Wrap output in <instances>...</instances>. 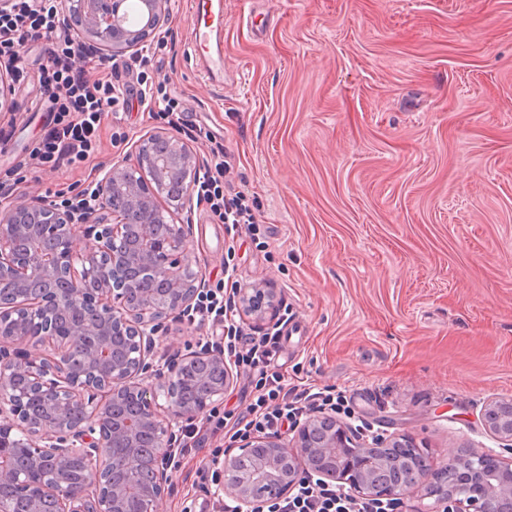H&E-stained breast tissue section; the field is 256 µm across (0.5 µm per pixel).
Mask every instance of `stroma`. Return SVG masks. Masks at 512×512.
Masks as SVG:
<instances>
[{"mask_svg": "<svg viewBox=\"0 0 512 512\" xmlns=\"http://www.w3.org/2000/svg\"><path fill=\"white\" fill-rule=\"evenodd\" d=\"M224 0V71L190 61L191 0H171L161 38L112 56L119 80L178 103L233 156L260 230L230 231L193 200L186 253L206 281L233 267L240 287L276 296L287 317L272 370L344 391L375 434H404L434 464L459 449L501 451L483 409L512 399V0ZM33 46L0 112V206L61 201L163 129L149 106L105 113L95 153L70 168L29 160L45 127ZM221 327L161 320L154 361H181ZM207 448L171 472L158 512L223 497L194 472L225 429L199 420Z\"/></svg>", "mask_w": 512, "mask_h": 512, "instance_id": "obj_1", "label": "stroma"}]
</instances>
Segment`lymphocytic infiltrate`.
Masks as SVG:
<instances>
[{
    "label": "lymphocytic infiltrate",
    "instance_id": "obj_1",
    "mask_svg": "<svg viewBox=\"0 0 512 512\" xmlns=\"http://www.w3.org/2000/svg\"><path fill=\"white\" fill-rule=\"evenodd\" d=\"M42 40L52 45L45 69L56 119L29 157L58 168L70 167L84 162L93 152L102 114L119 104L124 91L111 80L90 78V70L104 68V60L63 36L53 8L36 7L34 0H13L8 12L0 14V61L9 64L15 75H22L25 54ZM79 57L84 59V66H76ZM195 133L198 139L211 144V164L199 180V189L211 212L222 223L255 228L258 219L247 194L229 192L224 185L230 169L226 147L215 142L213 134L204 127H197ZM237 289L236 281H224L221 291H208L199 304L200 313L228 322L234 342L228 345L227 354L255 382L256 401L234 419L233 438L278 432L285 422L296 420L307 410L334 414L344 411L343 393L290 386L284 375L270 371V354L279 343L280 333L275 330L254 336L233 325ZM267 512H380V508L350 488L312 479L269 505Z\"/></svg>",
    "mask_w": 512,
    "mask_h": 512
}]
</instances>
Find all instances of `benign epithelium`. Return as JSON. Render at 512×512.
Instances as JSON below:
<instances>
[{
    "label": "benign epithelium",
    "instance_id": "obj_1",
    "mask_svg": "<svg viewBox=\"0 0 512 512\" xmlns=\"http://www.w3.org/2000/svg\"><path fill=\"white\" fill-rule=\"evenodd\" d=\"M140 3L131 24L126 0H63L62 28L103 55L127 52L168 20L170 0ZM199 171L186 141L155 132L74 205L29 197L0 208V417L11 416L0 424V512L19 498L31 512H156L178 433L224 399L222 352H191L165 372L148 361L160 319L189 313L205 284L184 254L189 225L174 223ZM239 299L257 311L273 295L241 288ZM192 365L208 374L186 402L177 382ZM483 421L512 447L511 399L488 403ZM75 459L78 484L66 479ZM223 467L238 512L314 477L394 510L424 488L429 512H512V456L463 449L434 467L406 435L369 440L328 416L306 417L286 439L250 436Z\"/></svg>",
    "mask_w": 512,
    "mask_h": 512
}]
</instances>
